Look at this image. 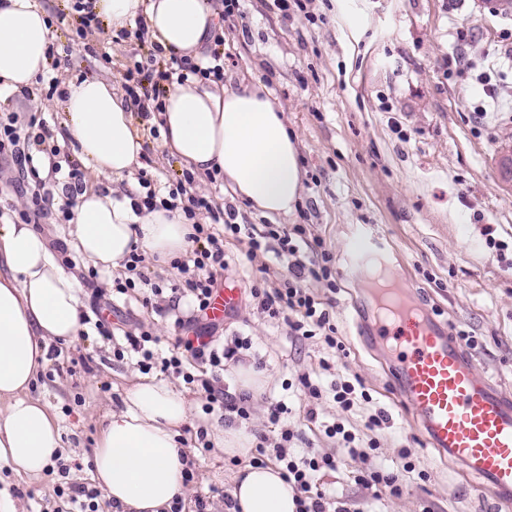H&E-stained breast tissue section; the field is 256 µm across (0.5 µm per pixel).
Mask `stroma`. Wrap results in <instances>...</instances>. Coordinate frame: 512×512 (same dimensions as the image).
Segmentation results:
<instances>
[{
  "label": "stroma",
  "mask_w": 512,
  "mask_h": 512,
  "mask_svg": "<svg viewBox=\"0 0 512 512\" xmlns=\"http://www.w3.org/2000/svg\"><path fill=\"white\" fill-rule=\"evenodd\" d=\"M55 34L57 65L26 92L0 102V113L19 115L22 133L31 119L58 130L63 98L49 92L50 82L97 78L122 89L130 57L147 53L148 44L129 35L89 32L78 38L71 21H60L68 0H37ZM224 44L225 88L256 77L283 103L288 127L299 142L305 171L301 200L294 213L277 218L234 198L221 178H196L192 190L218 206L235 209L244 224L303 225L308 238L323 240L342 259L353 224L374 225L397 249L391 276L412 301L454 330L475 336L481 374L512 390V11H488L484 0H240L239 11L217 30ZM141 169L157 193L181 177L180 161L161 139L144 136ZM33 176H19L9 157L0 158V215L18 220L31 208ZM496 247H488L487 238ZM68 269L80 285L82 311L94 292L110 294L125 272L95 269L74 259ZM143 282L114 297L109 320L113 340L96 333L52 343L49 361L30 387L32 397L51 404L63 434L62 458L77 462L71 478L91 485L90 458L104 415L118 408L143 379L138 354L113 355L125 335L146 328L158 336L157 350L172 349L177 332L168 312L144 305L152 283H183L171 266L146 257ZM372 274L337 273V294L311 282L319 295H332L330 318L346 346L345 355L328 349L321 337L291 335L286 323L269 319L254 306L239 303L224 319V338H251L245 358L261 365L268 378L250 400L251 414L241 428L268 433L270 403L291 407L286 423L302 432L317 453H333L337 471L320 479L336 500L361 512H469L479 482L463 474L431 448L398 401L391 351L375 344L376 317L370 294ZM328 371H320L321 361ZM320 371L322 382L334 375H355L372 396L350 415L353 431H363L368 414L385 409L390 421L377 430L379 464L395 466L397 452H411L414 466L401 496H376L356 484L361 458L335 448L305 418V402L293 384L299 375ZM173 384L191 404L182 428L185 452L195 469L183 512L197 499L211 512H225L224 494L243 459L214 448L202 453L198 432L218 425L217 416L200 409L202 391ZM58 474L20 477L0 467V494L15 512H55Z\"/></svg>",
  "instance_id": "stroma-1"
}]
</instances>
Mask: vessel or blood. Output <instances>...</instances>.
<instances>
[{
    "mask_svg": "<svg viewBox=\"0 0 512 512\" xmlns=\"http://www.w3.org/2000/svg\"><path fill=\"white\" fill-rule=\"evenodd\" d=\"M346 265L393 267L394 250L358 225ZM225 282L210 306L220 318L237 307ZM377 336L397 354L398 396L427 442L481 482L484 498L512 501V394L482 377L448 325L424 316L399 290H381Z\"/></svg>",
    "mask_w": 512,
    "mask_h": 512,
    "instance_id": "obj_1",
    "label": "vessel or blood"
}]
</instances>
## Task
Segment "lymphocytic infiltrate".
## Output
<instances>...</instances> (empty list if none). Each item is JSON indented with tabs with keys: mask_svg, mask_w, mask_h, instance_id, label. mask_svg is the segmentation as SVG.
I'll use <instances>...</instances> for the list:
<instances>
[{
	"mask_svg": "<svg viewBox=\"0 0 512 512\" xmlns=\"http://www.w3.org/2000/svg\"><path fill=\"white\" fill-rule=\"evenodd\" d=\"M156 54L133 61L123 75L125 92L134 110L141 116L160 111L165 93L164 84L170 78L169 71L156 67ZM195 182L190 172H183L167 198H157L154 190H147L141 201L145 210L159 207L169 210L181 209L185 218L192 222L189 239L192 246L183 259L175 261L174 266L187 273L185 286L170 284L154 285L153 295H168L172 305H179L182 298H189L194 312L205 316L218 286L216 271L225 269L224 245L229 241H247L250 254L274 252L280 260L286 261L288 278L282 287L267 289L259 282H252L250 296L257 310L269 318L285 321L292 335L322 336L328 348L344 351L345 346L336 336V326L330 319L328 305L313 294L308 284L312 281L326 282L329 291H336L335 261L325 249L320 239H307L302 225L287 229L275 224L257 226L240 224L232 218L223 217L221 210L205 195L190 192L189 187ZM157 338L151 331L143 330L138 335L129 336L132 349L141 355L139 362L143 370L159 368L161 372L172 371L181 374L185 383H199L204 392L202 411L204 414H219L221 420L248 419L250 416V398L242 396L236 400L224 397L223 390L215 388L208 380L197 379L196 375L185 371L184 356H191L195 361L210 366L211 369H223L225 363L238 361L239 350L252 346L250 338L237 336L231 344L210 333L194 337L178 338L168 356L154 352L152 345ZM300 391L306 399V419L314 423L318 420L317 407L325 401L333 402L342 417L354 411L361 403L371 402L372 397L357 378L336 377L330 384L324 385L303 374L298 378ZM289 411L281 401L270 404L268 422L280 430L278 441H268L266 436H259L255 448L254 463L262 465L266 461H275L283 468L282 476L292 485L297 493L296 512H352L345 505L333 506L325 492L317 486V476L333 472L338 468L335 456L330 454L304 455L296 450L297 442L304 436L297 431L282 427L281 418ZM341 419L324 425L327 437L337 439L341 447L347 448L349 454L368 458L377 453L380 445L374 436L376 430L387 424L389 417L379 410L369 415L365 427L368 437H360L349 429Z\"/></svg>",
	"mask_w": 512,
	"mask_h": 512,
	"instance_id": "lymphocytic-infiltrate-1",
	"label": "lymphocytic infiltrate"
}]
</instances>
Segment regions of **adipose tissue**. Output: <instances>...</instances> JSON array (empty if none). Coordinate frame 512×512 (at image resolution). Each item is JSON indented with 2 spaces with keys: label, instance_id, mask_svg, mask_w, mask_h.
<instances>
[{
  "label": "adipose tissue",
  "instance_id": "1",
  "mask_svg": "<svg viewBox=\"0 0 512 512\" xmlns=\"http://www.w3.org/2000/svg\"><path fill=\"white\" fill-rule=\"evenodd\" d=\"M112 33L144 20L153 43L197 65L219 21L206 0H96ZM53 39L36 0H0V96L33 86L47 67ZM66 137L99 175L125 182L122 198L86 188L72 208L74 252L106 270L123 268L133 248L163 263L182 257L192 227L181 210L136 213L143 142L111 85L98 79L63 85ZM163 146L196 175L218 174L252 209L293 213L304 176L298 142L283 105L259 81L227 89L188 75L173 82L162 111L152 113ZM79 284L27 224L0 225V466L37 476L62 451L49 404L29 388L48 361L51 342L81 329ZM189 402L163 381L138 383L120 409L106 414L92 451V478L115 512H166L186 497L179 437ZM240 512H296L295 492L272 465L249 466L232 482Z\"/></svg>",
  "mask_w": 512,
  "mask_h": 512
}]
</instances>
